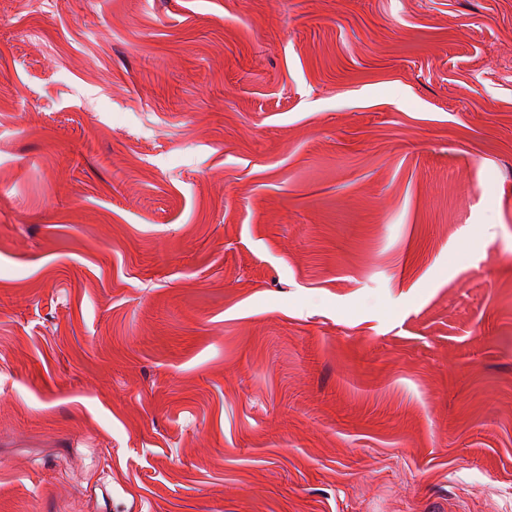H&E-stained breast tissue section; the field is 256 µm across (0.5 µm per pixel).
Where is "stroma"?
<instances>
[{"instance_id": "1", "label": "stroma", "mask_w": 512, "mask_h": 512, "mask_svg": "<svg viewBox=\"0 0 512 512\" xmlns=\"http://www.w3.org/2000/svg\"><path fill=\"white\" fill-rule=\"evenodd\" d=\"M0 512H512V0H0Z\"/></svg>"}]
</instances>
